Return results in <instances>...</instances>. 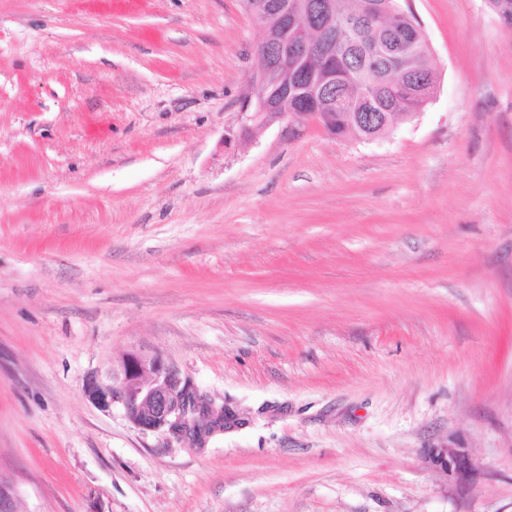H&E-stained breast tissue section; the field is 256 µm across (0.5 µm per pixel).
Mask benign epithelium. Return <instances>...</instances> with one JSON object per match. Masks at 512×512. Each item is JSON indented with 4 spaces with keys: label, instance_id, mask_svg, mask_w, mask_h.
<instances>
[{
    "label": "benign epithelium",
    "instance_id": "obj_1",
    "mask_svg": "<svg viewBox=\"0 0 512 512\" xmlns=\"http://www.w3.org/2000/svg\"><path fill=\"white\" fill-rule=\"evenodd\" d=\"M252 8L261 10L282 29V38L276 43L262 41L257 47L261 57L259 71L253 78L258 88L254 111L244 109L247 130L264 127L274 118L288 115L295 122L310 116L298 109L290 110L285 102H276L263 95L264 78L268 72L288 67V61L304 55L309 47L308 35L318 36L319 51L327 61L336 59V34H331L325 20L336 13L335 0H305L294 7L290 0H251ZM386 15L378 9L365 14H347L342 29L355 34L366 25L377 30L370 56L378 62L393 63L406 70V86L410 93L420 95L428 91L426 73L410 67L416 43L426 44L423 30L415 34L405 30H391L385 26ZM190 381L158 356L140 352L125 354L118 365H109L104 374L85 380L84 394L96 407L110 410L121 406L129 421L143 432H164L176 437L185 436L183 399Z\"/></svg>",
    "mask_w": 512,
    "mask_h": 512
}]
</instances>
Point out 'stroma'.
Here are the masks:
<instances>
[{"label": "stroma", "instance_id": "stroma-1", "mask_svg": "<svg viewBox=\"0 0 512 512\" xmlns=\"http://www.w3.org/2000/svg\"><path fill=\"white\" fill-rule=\"evenodd\" d=\"M434 98L242 130L240 0H0V481L13 512H512V31L399 0ZM162 356L191 447L85 380Z\"/></svg>", "mask_w": 512, "mask_h": 512}]
</instances>
